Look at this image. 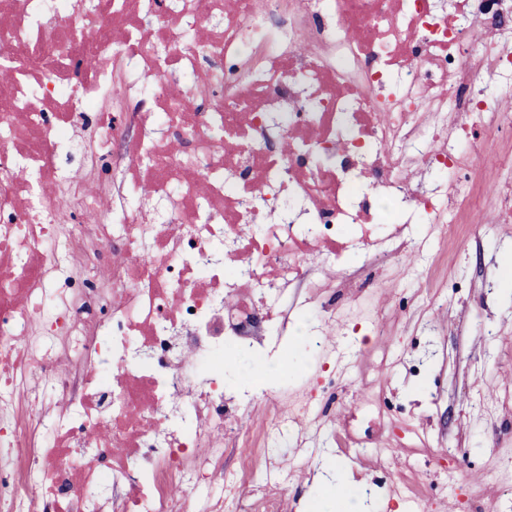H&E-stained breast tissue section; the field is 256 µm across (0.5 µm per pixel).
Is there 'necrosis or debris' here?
<instances>
[{
    "instance_id": "4bbe7bcc",
    "label": "necrosis or debris",
    "mask_w": 512,
    "mask_h": 512,
    "mask_svg": "<svg viewBox=\"0 0 512 512\" xmlns=\"http://www.w3.org/2000/svg\"><path fill=\"white\" fill-rule=\"evenodd\" d=\"M168 2L108 0L91 19L0 0V512H285L281 439L321 432L327 392L286 411L266 396L244 426L254 397L225 392V352L277 354L280 295L315 288L308 255L333 271L354 250L406 253L371 222L386 201L452 222L471 191L456 146L481 147L493 109L474 80L512 76V0ZM183 72L192 88L173 91ZM130 73L153 89L134 138L105 106ZM449 112L466 122L448 129ZM114 144L122 203L100 170ZM419 161L451 190H412ZM141 198L165 219L130 207Z\"/></svg>"
}]
</instances>
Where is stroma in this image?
Segmentation results:
<instances>
[{"label":"stroma","mask_w":512,"mask_h":512,"mask_svg":"<svg viewBox=\"0 0 512 512\" xmlns=\"http://www.w3.org/2000/svg\"><path fill=\"white\" fill-rule=\"evenodd\" d=\"M484 149L471 155L473 177L492 176L512 151V120L492 114ZM415 249L386 264L352 256L346 272L378 270L374 288L351 300L323 278L320 300L334 312L335 404L327 429L344 437L346 418L370 396L401 400L407 411L382 427L371 447L282 449L279 464L291 482L288 512H313L311 486L322 465L335 463L352 487L366 490L372 512H407L401 487L420 481L412 463L436 480L432 512H500L512 485V290L502 283L512 257V223L495 221V203L462 224H409ZM461 449L456 486L441 484L448 453Z\"/></svg>","instance_id":"stroma-1"}]
</instances>
